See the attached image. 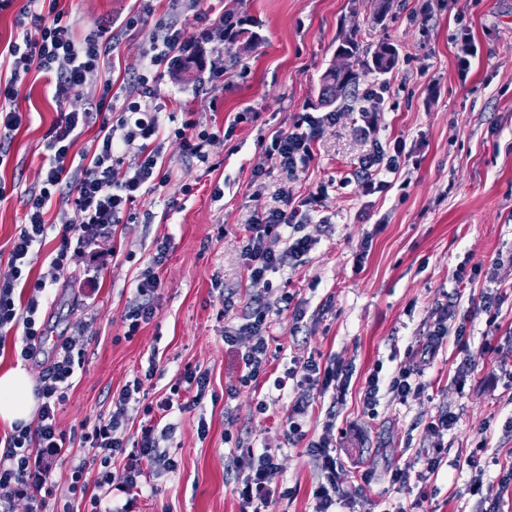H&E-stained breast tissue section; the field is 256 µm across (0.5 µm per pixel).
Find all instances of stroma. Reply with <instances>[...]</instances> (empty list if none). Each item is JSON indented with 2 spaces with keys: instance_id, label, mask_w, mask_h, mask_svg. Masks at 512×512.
Instances as JSON below:
<instances>
[{
  "instance_id": "35a3bbf8",
  "label": "stroma",
  "mask_w": 512,
  "mask_h": 512,
  "mask_svg": "<svg viewBox=\"0 0 512 512\" xmlns=\"http://www.w3.org/2000/svg\"><path fill=\"white\" fill-rule=\"evenodd\" d=\"M75 23L76 37L104 16L124 18L150 7L147 25L123 38L104 62L114 84L135 72L149 26L166 13L167 0H61ZM377 0H201L189 26L209 24L223 14L249 18L252 44L237 40L224 52V94L218 101L200 91L209 75L208 58L193 65L191 80L163 79L162 97L175 98L204 128L234 126L228 140L216 141L207 173L203 164L185 159L177 143L165 146L171 179L142 198L136 210H151L150 224L118 225L113 237L99 240L97 286L82 287L88 261L77 259L70 273L46 288L39 321L45 329L36 358L21 361L13 349L21 328L6 336L0 369L23 366L31 379L47 373L59 345L83 343L84 363L72 378L69 398L57 413L60 430L72 437L69 448L51 464L43 494L44 512H58L71 467L87 454L79 441L82 421L108 412L112 394L134 376H145L149 396L165 391L186 366L208 372L218 401L174 413L176 429L160 440L174 458L175 471L161 463L146 466L148 482L134 499L102 493V506L132 501L133 512H241L233 456L275 449L274 484L288 497L272 512H314L313 491L320 465L308 448L285 445L282 426L287 399L263 383H237L236 360L224 347V323L216 316L225 291L235 293L232 318H241L248 302L263 297L273 309L269 354L286 368L292 355H311L324 363L352 366L354 375L340 404L316 396L306 419L309 437L329 435L341 464V502L337 512H406L420 502L423 512H512V487L492 458L512 461V382L497 370L489 346L512 345V265L497 271L502 294L498 328L489 331L477 309L483 271L499 252L512 250V0H455L428 7L427 0H399L384 22H376ZM357 27L363 43H394L399 63L389 73L362 76L360 88L380 89L385 99L376 138L386 150L405 142L412 154L406 169L382 192L363 194L354 176L368 149L350 113L325 126L315 159L297 179L285 181L266 166L264 139L292 125L301 113L318 114L321 77L333 62L342 27ZM470 31L476 50L467 75L459 73L461 47L455 34ZM249 78H239L241 67ZM102 92V78L90 77L64 105H57L44 79H27L16 105L31 122L14 136L6 163L0 164V272L25 214L23 199L38 180L46 134L59 109L83 110ZM248 113L235 123L237 113ZM224 197L213 200L215 184ZM304 197L316 186L328 188L325 211L330 227L308 225L317 244L309 261L291 276L289 289L305 310L297 320L280 289L248 279L241 256L243 226L251 216L276 205L280 186ZM169 243L158 271L163 283L156 295L157 317L125 338L122 317L135 299V288L151 261L155 243ZM476 272L448 323L442 352L425 365V389L408 405L381 395L374 411L361 400V387L372 371L390 378L426 340L432 315L449 300L457 284V265ZM465 326L464 339L455 330ZM236 386L234 397L224 390ZM265 402L257 412V402ZM336 410L335 427L326 411ZM456 412L459 420L444 437L447 452L429 482L399 486L391 473L416 465L430 445L424 425L438 413ZM207 422L209 434L199 437ZM487 502L467 492L473 475L465 459L480 440Z\"/></svg>"
}]
</instances>
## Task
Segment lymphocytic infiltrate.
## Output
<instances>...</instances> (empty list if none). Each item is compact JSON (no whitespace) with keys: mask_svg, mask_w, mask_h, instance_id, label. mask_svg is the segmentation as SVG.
Returning <instances> with one entry per match:
<instances>
[{"mask_svg":"<svg viewBox=\"0 0 512 512\" xmlns=\"http://www.w3.org/2000/svg\"><path fill=\"white\" fill-rule=\"evenodd\" d=\"M197 5L198 0H170L167 16L153 26L140 69L127 80L125 96L113 94L111 81H104L97 101L80 112H60L46 136V155L37 184L27 194L24 222L14 238L8 269L0 274V335L22 326L23 360L36 358L44 336L36 316L46 283L41 279L31 280L30 272L35 250L45 241L49 230L58 231V245L49 255V267L54 275L60 276L69 270L76 256L94 244L95 232L135 220L152 222V211L138 214L133 205L167 183L164 147L169 139L178 141L184 157L203 163L209 159L208 148L215 141V134L198 129L194 120H178L176 113L168 111L166 103L160 102L157 91L159 80L173 73L182 59L198 56L207 46L215 54L210 65V90L214 93L224 90V47L233 42L242 21L229 14L207 26L187 29L181 15ZM141 21L138 13L121 23L103 18L95 21L89 34L79 40L73 34L68 15L60 9L59 0H25L16 15V27L22 30L28 23H35L41 29V38L34 42L25 38L8 46L10 74L0 78V163L7 157L8 144L22 124L16 101L23 79L37 73L52 87L56 101L65 102L85 84L90 74L97 72L113 39L134 35ZM96 116L101 122L90 145L74 152V145ZM337 118L334 112L319 117L305 113L291 127L275 131L265 149L269 166L289 180L305 173L315 158L322 126L335 123ZM403 152L399 146L394 156L388 157L381 144H373L371 151L361 158L356 172L363 191L370 194L385 188V177L396 173ZM326 195L327 189L322 185L298 200L292 199L287 191H280L278 206L264 210L246 224L241 253L250 280L264 282L269 274L283 269L295 271L307 263L316 240L306 233L305 227L314 223ZM61 200L78 211L80 223L65 221L56 226L49 222V211ZM168 252V242H157L151 258L154 270L140 278L136 303L124 315L128 335H135L141 325L150 323L157 315L155 294L161 280L155 269L165 263ZM234 305L233 294H225L217 315L226 321L224 344L236 353L240 383L245 385L263 376L279 394H292L283 434L291 444L305 441L307 433L302 419L309 407L311 390L344 389L350 369L341 365L324 366L309 356L292 358L283 374L265 372L271 307L264 299H254L243 323L235 325L227 320ZM244 338L249 344L243 348L239 342ZM83 356L82 344L73 340L61 344L48 372L36 385L39 401L36 423L15 426L7 437L5 450L0 453V512H15V503L21 499L28 500V512H40L42 501L38 494L46 483L49 459L70 442L69 436L56 425V412L68 398L71 378ZM142 386L141 378H133L113 393L111 411L81 424L80 439L89 456L72 467L71 481L63 495V512H102L99 489L125 494L141 490L146 479L145 464L162 459L154 426H142L131 443L118 435L125 425L128 406ZM208 386L207 373L185 368L168 391L145 405L144 413L162 420L173 411L189 410L204 397ZM383 388L388 390L393 402L405 405L420 393L422 385L406 368L385 383L379 374H370L363 390L367 407H375ZM456 422V415L449 411L428 422L426 432L432 439V452L425 455L422 470L414 475L405 468L393 471L392 481L403 484L414 476L425 482L434 476L443 460L444 435ZM310 447L319 457L325 477L324 483L318 484L313 492L315 512H331L336 498L330 489L337 484L339 466L330 452L329 439L311 442ZM118 457L124 458L126 464L121 478L117 479L110 467ZM165 462L168 469H176L174 459ZM231 467L248 472L240 490L246 503L257 501L266 505L285 496V489L269 482L270 474L277 468V456L272 449H265L256 457L233 458Z\"/></svg>","mask_w":512,"mask_h":512,"instance_id":"1","label":"lymphocytic infiltrate"}]
</instances>
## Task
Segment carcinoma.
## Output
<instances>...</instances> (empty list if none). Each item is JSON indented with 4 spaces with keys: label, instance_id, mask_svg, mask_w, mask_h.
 <instances>
[{
    "label": "carcinoma",
    "instance_id": "1",
    "mask_svg": "<svg viewBox=\"0 0 512 512\" xmlns=\"http://www.w3.org/2000/svg\"><path fill=\"white\" fill-rule=\"evenodd\" d=\"M358 34L359 30H353L337 47V54L345 56L349 61L347 69L337 71L329 68L322 75L323 98L326 102L340 97L355 98L358 95L361 72L386 74L398 64V52L392 43L384 39L370 49L362 44Z\"/></svg>",
    "mask_w": 512,
    "mask_h": 512
}]
</instances>
